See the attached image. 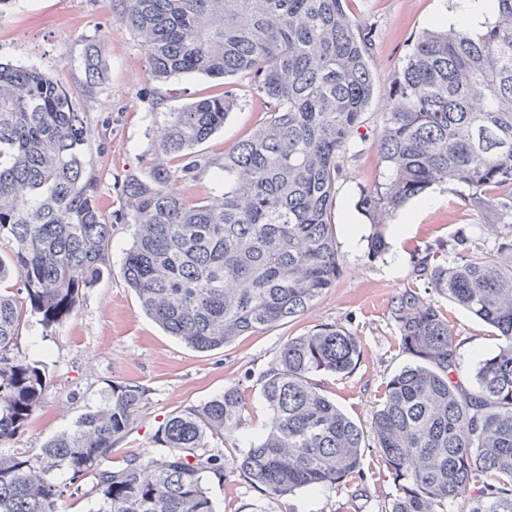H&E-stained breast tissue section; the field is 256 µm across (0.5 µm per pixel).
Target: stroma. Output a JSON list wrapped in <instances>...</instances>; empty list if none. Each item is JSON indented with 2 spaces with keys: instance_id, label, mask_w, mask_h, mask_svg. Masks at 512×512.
Wrapping results in <instances>:
<instances>
[{
  "instance_id": "1",
  "label": "stroma",
  "mask_w": 512,
  "mask_h": 512,
  "mask_svg": "<svg viewBox=\"0 0 512 512\" xmlns=\"http://www.w3.org/2000/svg\"><path fill=\"white\" fill-rule=\"evenodd\" d=\"M458 0H349V13L377 24L372 66L376 90L366 109V121L341 160L343 176L330 210L342 273L298 318L259 334L243 337L224 350L200 353L167 336L141 310L122 273L123 248L131 231L122 219L116 181L142 171L154 149L163 113L222 92L221 81L184 74L161 83L149 72L147 53L123 19L114 0H14L0 15V59L49 72L67 88L78 91L79 103L90 118L87 160L101 178L103 212L112 224L111 268L81 296L76 314L46 331L30 320L18 339L26 357L45 362L47 386L42 405L27 429L0 453H35L55 434L72 428L87 409L105 403L116 383H135L148 391V402L135 429L112 451L113 465L132 456L150 455V437L168 415L223 393L245 390V419L249 427L269 425L271 415L261 402L258 377L289 339L319 324H335L360 341L361 356L348 374H320L324 394L354 421L369 426L383 399L386 381L408 358L398 346L389 316L393 296L416 289L434 298L453 327L458 360L473 373L479 360L492 352L498 338L484 323L444 297L434 296L412 271L414 250L450 241L460 231L473 238L478 255L495 253L503 233L488 214L465 205L456 186L444 184L424 198L407 204L414 220L403 234H391V248L380 259L367 257L369 224L358 226L349 239L345 220L360 189L378 177L376 134L387 94L412 40L433 25L436 16L454 11ZM103 45L109 62L103 85L87 89L83 65L89 44ZM239 106L224 127L199 147L218 160L262 122L264 106L255 100L246 80L232 83ZM366 493L328 489L317 496L299 492L268 498L251 488L238 473L225 470L222 483L210 491L219 512H388L396 494L384 462L374 448L362 459Z\"/></svg>"
}]
</instances>
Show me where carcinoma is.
Returning <instances> with one entry per match:
<instances>
[{
  "label": "carcinoma",
  "mask_w": 512,
  "mask_h": 512,
  "mask_svg": "<svg viewBox=\"0 0 512 512\" xmlns=\"http://www.w3.org/2000/svg\"><path fill=\"white\" fill-rule=\"evenodd\" d=\"M158 81L181 74L241 75L267 118L221 160L194 152L238 105L232 90L163 113L156 158L121 182L132 226L124 278L143 312L201 352L291 321L334 287L342 259L328 213L340 160L363 126L376 88L375 25L346 0H117ZM482 33L422 32L389 89L376 143L381 163L355 207L368 220V257L390 248L391 220L437 185L467 191L492 211L491 189L512 188V0H496ZM108 63L88 49L86 86ZM88 127L76 92L36 69L0 62V445L26 430L41 406L43 365L18 338L39 316L48 331L110 268L112 225L100 179L88 169ZM179 178L215 169L220 194L192 200ZM415 277L496 331L475 383L460 373L456 336L440 308L406 289L390 303L409 362L386 382L369 429L344 414L320 373L353 371L355 336L330 324L288 339L261 374L274 425L247 439L233 468L254 489L283 497L364 484L372 440L395 484L389 512H512V240L494 259L470 252L461 233L445 248L416 250ZM147 389L112 385L108 402L32 455L0 454V512H62L66 494L91 512H217L207 481L224 479V435L244 428L234 386L164 419L153 454L111 466L112 448L136 424ZM92 479L85 488L86 479Z\"/></svg>",
  "instance_id": "obj_1"
}]
</instances>
